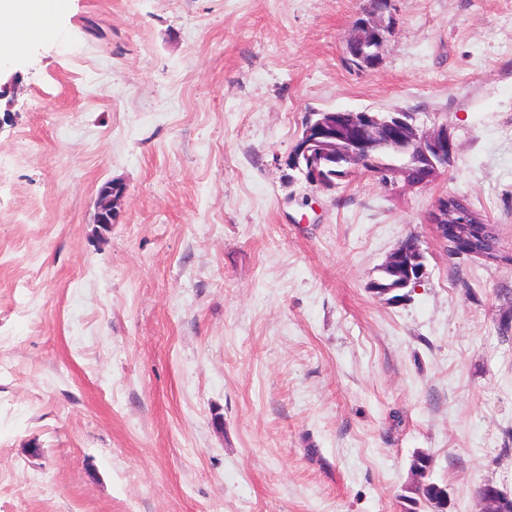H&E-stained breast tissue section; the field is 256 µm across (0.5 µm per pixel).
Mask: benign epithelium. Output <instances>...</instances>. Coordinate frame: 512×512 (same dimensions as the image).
Returning <instances> with one entry per match:
<instances>
[{
    "mask_svg": "<svg viewBox=\"0 0 512 512\" xmlns=\"http://www.w3.org/2000/svg\"><path fill=\"white\" fill-rule=\"evenodd\" d=\"M389 7L388 0H366L360 17L355 21L354 32L347 41L346 54L352 58V65L358 70L377 67L382 59L384 45L390 34L381 16ZM380 148H387L399 154H411L423 164L425 182H430L441 173L448 171L452 163L455 143L448 125H436L423 130L412 122L395 114L381 119L369 111L353 112L349 118H341L335 111H317L309 113L302 123L301 136L298 139L292 159L303 161L309 182L323 188L332 176L331 166L344 161L350 167L360 169L370 163L372 155ZM368 172L388 186L392 179L400 176L410 183L408 165L390 164L368 169ZM125 187L115 181H109L99 190V205L95 222L103 227L115 223L118 205L125 196ZM465 202L460 208L448 209V198L435 202L431 221L436 224L440 239L448 236V225L456 218L465 215ZM422 254L418 244L405 241L388 257L381 271L390 275L393 284L384 286L373 282L374 290L379 294H390L406 288L419 280L425 272ZM432 466L431 458L417 455L413 459V470L417 480L412 487L416 493L423 492L428 485L425 477ZM481 503L479 512H507L512 497L492 484H486L478 492Z\"/></svg>",
    "mask_w": 512,
    "mask_h": 512,
    "instance_id": "7a95c632",
    "label": "benign epithelium"
}]
</instances>
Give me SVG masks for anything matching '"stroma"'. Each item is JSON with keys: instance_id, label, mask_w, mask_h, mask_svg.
Instances as JSON below:
<instances>
[{"instance_id": "obj_1", "label": "stroma", "mask_w": 512, "mask_h": 512, "mask_svg": "<svg viewBox=\"0 0 512 512\" xmlns=\"http://www.w3.org/2000/svg\"><path fill=\"white\" fill-rule=\"evenodd\" d=\"M67 2L0 64V512H405L419 450L451 512L512 495V0H392L362 72L360 0ZM366 109L447 124V173L291 169L306 113ZM446 194L501 260L449 253ZM388 1H364L360 17L355 21L346 54L354 60L351 64L357 70L373 69L382 59L390 28L383 24L381 16L389 7ZM125 193V187L115 181H109L100 188L96 224H100L102 227H110L115 224L118 216L117 208ZM459 208L452 211L448 210V198L443 197L439 198L434 205V210L432 212L431 221L433 224H436V232L438 237L445 241V237H448V224H465L463 220L457 221L455 217L465 215L463 207L466 206L464 201H459ZM422 260L420 248L415 241L403 242L390 254L386 263L381 267V271L392 277L393 284L383 286L379 281H375L373 282L374 290L379 294L386 295L415 284L425 272ZM481 509L478 512H506L511 496L492 484H486L478 492Z\"/></svg>"}]
</instances>
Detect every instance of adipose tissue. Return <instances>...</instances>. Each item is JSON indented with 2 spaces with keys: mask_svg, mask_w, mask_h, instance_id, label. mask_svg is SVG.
<instances>
[{
  "mask_svg": "<svg viewBox=\"0 0 512 512\" xmlns=\"http://www.w3.org/2000/svg\"><path fill=\"white\" fill-rule=\"evenodd\" d=\"M47 12L48 0H0V61L26 54L34 33L33 23Z\"/></svg>",
  "mask_w": 512,
  "mask_h": 512,
  "instance_id": "obj_1",
  "label": "adipose tissue"
}]
</instances>
